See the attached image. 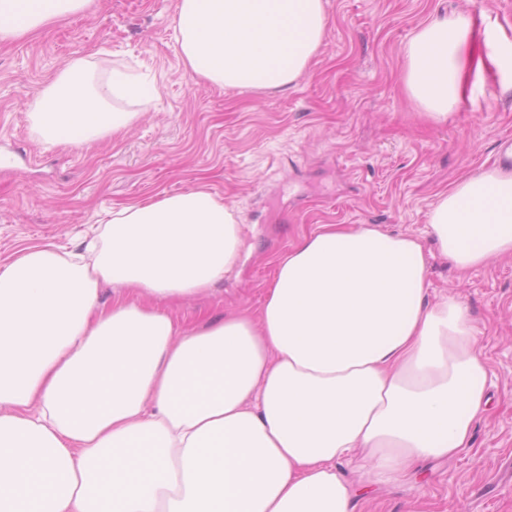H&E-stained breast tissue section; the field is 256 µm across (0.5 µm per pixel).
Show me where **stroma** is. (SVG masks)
<instances>
[{
    "instance_id": "35a3bbf8",
    "label": "stroma",
    "mask_w": 512,
    "mask_h": 512,
    "mask_svg": "<svg viewBox=\"0 0 512 512\" xmlns=\"http://www.w3.org/2000/svg\"><path fill=\"white\" fill-rule=\"evenodd\" d=\"M178 0H90L25 37L0 41V264L22 247L76 244L113 208L206 188L242 224L238 266L209 292L158 306L192 325L252 315L272 261L321 224L419 236L429 301L449 295L479 329L490 403L471 445L429 460L401 483H379L365 461H337L362 487L354 512H512V256L462 272L428 233L441 193L498 167L512 147V0H325L328 31L288 89H224L186 72ZM439 13L476 24L496 55L470 80L447 124L420 114L403 82L405 49ZM82 58L88 86L118 69L155 79L156 97L119 102L131 128L86 145H42L35 95Z\"/></svg>"
}]
</instances>
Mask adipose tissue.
<instances>
[{
    "instance_id": "obj_1",
    "label": "adipose tissue",
    "mask_w": 512,
    "mask_h": 512,
    "mask_svg": "<svg viewBox=\"0 0 512 512\" xmlns=\"http://www.w3.org/2000/svg\"><path fill=\"white\" fill-rule=\"evenodd\" d=\"M86 2L0 0V39ZM175 24L193 76L259 92L291 87L328 30L325 0H178ZM406 57L407 91L447 124L483 67L472 24L434 19ZM81 71L35 100L43 144L129 128L137 113L109 102L159 92L118 70L87 89ZM429 233L462 270L512 256V173L441 195ZM240 253L235 211L197 189L0 265V512H353L337 460L365 455L400 482L469 447L488 405L478 330L458 300L427 304L420 239L322 224L275 259L256 315L187 326L157 308L211 289Z\"/></svg>"
}]
</instances>
